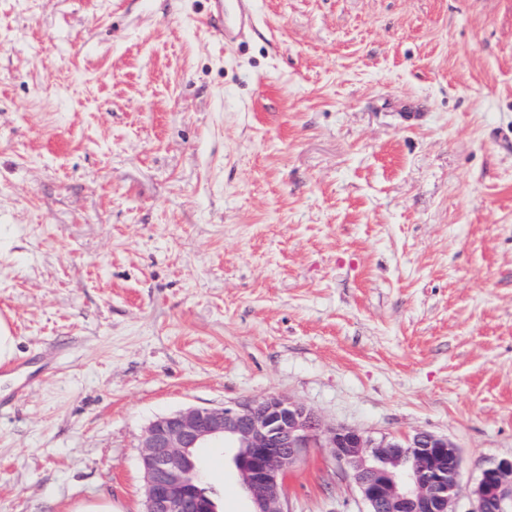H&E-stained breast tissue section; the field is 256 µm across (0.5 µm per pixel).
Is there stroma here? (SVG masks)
Returning a JSON list of instances; mask_svg holds the SVG:
<instances>
[{
    "mask_svg": "<svg viewBox=\"0 0 512 512\" xmlns=\"http://www.w3.org/2000/svg\"><path fill=\"white\" fill-rule=\"evenodd\" d=\"M0 0V512H144L158 416L271 395L512 455V0ZM220 512L251 503L201 448ZM288 512H365L312 448ZM214 8L208 13L207 25L208 27L218 33L221 38L227 35V28L229 25L225 24V3L229 2L234 21L242 17L251 18V4L252 0H211Z\"/></svg>",
    "mask_w": 512,
    "mask_h": 512,
    "instance_id": "obj_1",
    "label": "stroma"
}]
</instances>
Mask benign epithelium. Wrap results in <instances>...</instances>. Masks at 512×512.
<instances>
[{"instance_id":"obj_1","label":"benign epithelium","mask_w":512,"mask_h":512,"mask_svg":"<svg viewBox=\"0 0 512 512\" xmlns=\"http://www.w3.org/2000/svg\"><path fill=\"white\" fill-rule=\"evenodd\" d=\"M231 449V465L250 512H287L285 480L316 446L350 473L366 512H454L461 477L458 447L427 431L373 437L325 424L306 406L279 396L224 407H189L153 420L142 443L144 512H217L194 449ZM474 512H512V457L486 468Z\"/></svg>"}]
</instances>
